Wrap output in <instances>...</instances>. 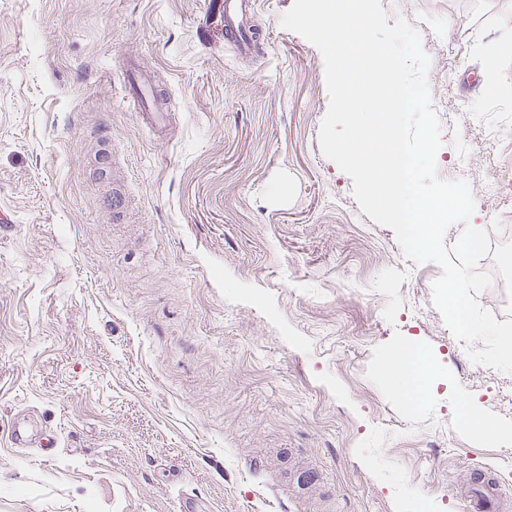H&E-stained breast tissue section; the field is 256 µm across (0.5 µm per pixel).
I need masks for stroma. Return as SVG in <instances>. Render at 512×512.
<instances>
[{
    "instance_id": "1",
    "label": "stroma",
    "mask_w": 512,
    "mask_h": 512,
    "mask_svg": "<svg viewBox=\"0 0 512 512\" xmlns=\"http://www.w3.org/2000/svg\"><path fill=\"white\" fill-rule=\"evenodd\" d=\"M220 0H0V512H459L512 496V373L476 364L414 264L321 151V52L257 0L237 55ZM441 124V177L486 200L512 131V5L407 0ZM171 120L143 128L125 54ZM476 73L479 92L460 84ZM467 152L473 163L449 170ZM478 302L512 318V236ZM398 348L430 395L393 393ZM473 401L503 426L469 433ZM37 442H8L11 416ZM482 489L479 493L466 495L462 499L466 512H505L507 503L502 498L499 484L494 479H480Z\"/></svg>"
}]
</instances>
